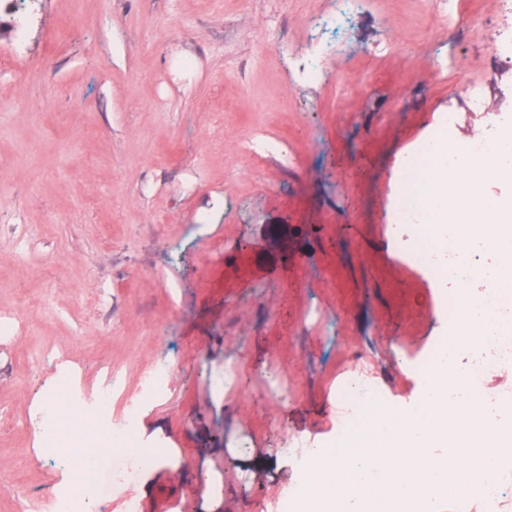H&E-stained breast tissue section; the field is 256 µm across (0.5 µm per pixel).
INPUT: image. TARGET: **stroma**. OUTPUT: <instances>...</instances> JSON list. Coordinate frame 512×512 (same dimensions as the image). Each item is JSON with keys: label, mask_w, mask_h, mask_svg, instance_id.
<instances>
[{"label": "stroma", "mask_w": 512, "mask_h": 512, "mask_svg": "<svg viewBox=\"0 0 512 512\" xmlns=\"http://www.w3.org/2000/svg\"><path fill=\"white\" fill-rule=\"evenodd\" d=\"M336 0H0V512L14 485H73L26 427L62 396L44 359L66 342L73 380L113 368L134 388L167 360L170 390L140 419L154 454L142 512H280L301 471L284 448L339 442L345 374L409 409L456 287L396 223L421 140L463 143L512 123V72L442 0H371L323 28ZM273 48H266V41ZM356 48L345 83L302 72ZM479 80L486 109L462 93ZM281 137L287 158L243 144ZM241 365L225 396L216 379ZM274 367L288 386L269 391Z\"/></svg>", "instance_id": "obj_1"}]
</instances>
